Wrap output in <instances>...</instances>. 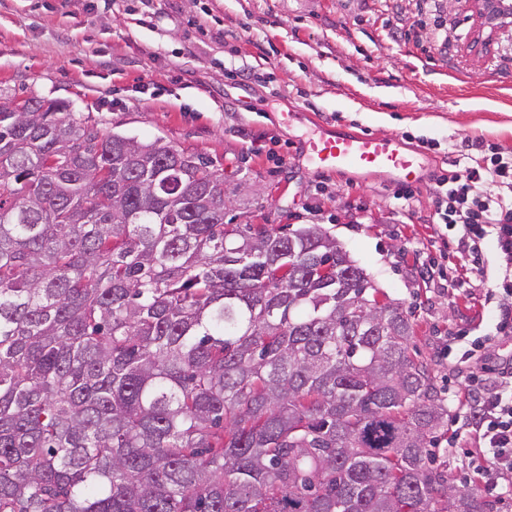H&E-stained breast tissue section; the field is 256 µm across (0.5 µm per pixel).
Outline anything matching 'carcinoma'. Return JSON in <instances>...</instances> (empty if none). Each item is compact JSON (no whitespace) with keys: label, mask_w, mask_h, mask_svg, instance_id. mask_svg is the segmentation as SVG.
Instances as JSON below:
<instances>
[{"label":"carcinoma","mask_w":512,"mask_h":512,"mask_svg":"<svg viewBox=\"0 0 512 512\" xmlns=\"http://www.w3.org/2000/svg\"><path fill=\"white\" fill-rule=\"evenodd\" d=\"M224 173L0 97V512H487L409 312Z\"/></svg>","instance_id":"carcinoma-1"}]
</instances>
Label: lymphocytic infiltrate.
<instances>
[{
  "label": "lymphocytic infiltrate",
  "instance_id": "1",
  "mask_svg": "<svg viewBox=\"0 0 512 512\" xmlns=\"http://www.w3.org/2000/svg\"><path fill=\"white\" fill-rule=\"evenodd\" d=\"M474 146L478 158L453 160L437 175L432 225L437 240L454 245L452 281L471 270L489 276L484 302L495 308L493 336L502 340L512 336V158L480 138ZM452 349L464 360L482 361L465 379L471 402L455 419L454 435L470 441L485 470L512 474V389L502 384L512 377V353L495 360L459 336Z\"/></svg>",
  "mask_w": 512,
  "mask_h": 512
}]
</instances>
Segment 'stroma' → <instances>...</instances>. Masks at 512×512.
<instances>
[{
    "instance_id": "35a3bbf8",
    "label": "stroma",
    "mask_w": 512,
    "mask_h": 512,
    "mask_svg": "<svg viewBox=\"0 0 512 512\" xmlns=\"http://www.w3.org/2000/svg\"><path fill=\"white\" fill-rule=\"evenodd\" d=\"M0 0V94L68 104L102 134L163 139L224 173L228 224L285 232L320 225L410 312V349L440 389L458 380L447 358L458 331L485 335L487 283L447 294L413 276L431 240L433 176L450 150L480 137L512 156V29L483 53L465 12L445 0ZM396 28L410 35L394 40ZM291 113L282 122V113ZM431 142L416 195L398 212L385 175H323L298 161L319 129ZM451 428L434 439L449 488L477 490Z\"/></svg>"
}]
</instances>
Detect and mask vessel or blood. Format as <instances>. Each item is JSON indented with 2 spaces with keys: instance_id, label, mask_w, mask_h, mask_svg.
<instances>
[{
  "instance_id": "b4317fda",
  "label": "vessel or blood",
  "mask_w": 512,
  "mask_h": 512,
  "mask_svg": "<svg viewBox=\"0 0 512 512\" xmlns=\"http://www.w3.org/2000/svg\"><path fill=\"white\" fill-rule=\"evenodd\" d=\"M302 153L307 165L321 172H381L405 186L418 182L424 158L422 149L399 137L365 132L323 133L304 143Z\"/></svg>"
}]
</instances>
